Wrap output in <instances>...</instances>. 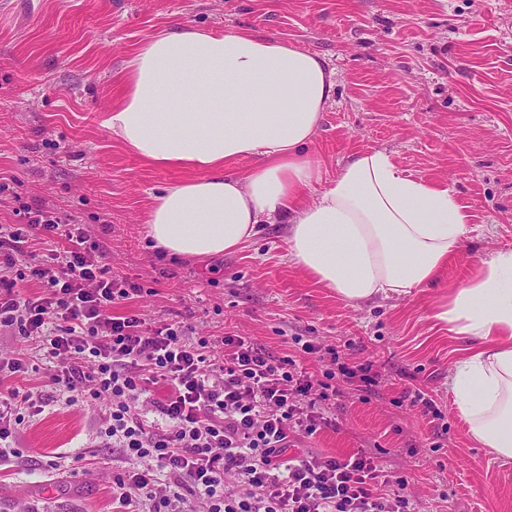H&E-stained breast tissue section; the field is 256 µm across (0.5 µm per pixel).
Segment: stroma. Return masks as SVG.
I'll return each mask as SVG.
<instances>
[{
    "mask_svg": "<svg viewBox=\"0 0 512 512\" xmlns=\"http://www.w3.org/2000/svg\"><path fill=\"white\" fill-rule=\"evenodd\" d=\"M184 27L256 32L327 60L336 96L312 145L327 177L350 153L382 150L471 214L435 286L347 302L291 263L273 227L202 260L153 247V199L189 173L142 160L102 118L135 49ZM0 177L106 244L113 275L142 286L129 305L147 322L194 326L218 353L222 337L247 336L316 379L334 373L339 394L302 452L366 449L406 476L417 512H512V463L471 437L448 388L461 345L433 318L483 259L512 249V0H0ZM366 363L378 378L365 389L344 372ZM50 368L11 380L42 388L44 411L18 436L23 458L0 470V512H113L123 461L95 437L110 403L66 405ZM417 390L437 417L410 407Z\"/></svg>",
    "mask_w": 512,
    "mask_h": 512,
    "instance_id": "stroma-1",
    "label": "stroma"
}]
</instances>
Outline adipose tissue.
Here are the masks:
<instances>
[{"mask_svg": "<svg viewBox=\"0 0 512 512\" xmlns=\"http://www.w3.org/2000/svg\"><path fill=\"white\" fill-rule=\"evenodd\" d=\"M122 85L103 126L144 160L193 172L148 213V238L170 255L234 252L279 226L315 283L365 303L432 284L469 232L446 184L402 175L384 151L352 154L324 181L309 146L336 74L316 53L242 30H162L129 58ZM247 157L255 165L232 174ZM435 318L472 344L449 377L470 435L511 461L512 250L443 296Z\"/></svg>", "mask_w": 512, "mask_h": 512, "instance_id": "ef3b65f1", "label": "adipose tissue"}]
</instances>
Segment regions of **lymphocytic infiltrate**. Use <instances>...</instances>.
<instances>
[{"label":"lymphocytic infiltrate","instance_id":"lymphocytic-infiltrate-1","mask_svg":"<svg viewBox=\"0 0 512 512\" xmlns=\"http://www.w3.org/2000/svg\"><path fill=\"white\" fill-rule=\"evenodd\" d=\"M0 225V332L36 343L56 359L49 386L77 406L112 408L99 434L127 469L112 473L121 512H415L408 481L374 456H303L300 440L325 422L327 391L291 356L275 358L249 338L225 336L216 356L192 326L151 325L121 305L138 285L113 277L104 244L52 205H24ZM69 241L41 255V237ZM42 288L22 293V283ZM43 411L37 390L0 396V463L19 459L21 426ZM237 490H229V481Z\"/></svg>","mask_w":512,"mask_h":512}]
</instances>
